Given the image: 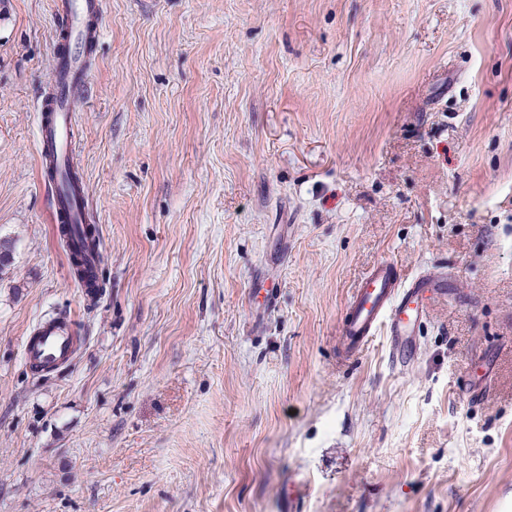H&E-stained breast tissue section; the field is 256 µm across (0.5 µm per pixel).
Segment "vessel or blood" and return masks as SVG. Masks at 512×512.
Here are the masks:
<instances>
[{"label":"vessel or blood","instance_id":"vessel-or-blood-1","mask_svg":"<svg viewBox=\"0 0 512 512\" xmlns=\"http://www.w3.org/2000/svg\"><path fill=\"white\" fill-rule=\"evenodd\" d=\"M104 9L105 0H56V12L67 25L64 37L69 52L56 60L53 93L42 102L39 118L41 155L54 162L58 211L70 218L69 247L73 250L83 247L80 228L86 199L84 190L73 187L67 177L75 121L70 88L87 77L85 50L100 35ZM447 292L446 275L421 272L407 278L390 261L377 263L358 283L346 306L340 328L343 353L357 357L374 336L383 333L393 357L410 364L430 300ZM77 351L78 340L70 321L57 317L38 322L31 330L24 359L32 371L48 373L72 361Z\"/></svg>","mask_w":512,"mask_h":512}]
</instances>
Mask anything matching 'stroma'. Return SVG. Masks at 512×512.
I'll list each match as a JSON object with an SVG mask.
<instances>
[{"label": "stroma", "instance_id": "stroma-1", "mask_svg": "<svg viewBox=\"0 0 512 512\" xmlns=\"http://www.w3.org/2000/svg\"><path fill=\"white\" fill-rule=\"evenodd\" d=\"M57 28L0 0V512H512V0H109L91 294L39 161ZM382 260L448 275L407 368L339 351ZM51 316L82 345L35 374Z\"/></svg>", "mask_w": 512, "mask_h": 512}]
</instances>
